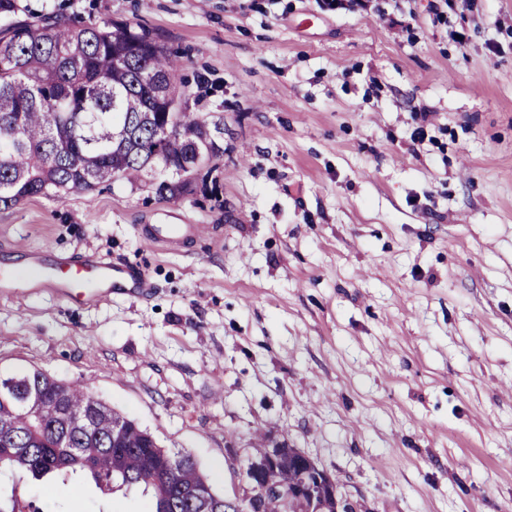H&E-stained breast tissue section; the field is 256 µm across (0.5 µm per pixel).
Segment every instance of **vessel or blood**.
Wrapping results in <instances>:
<instances>
[{
    "label": "vessel or blood",
    "instance_id": "obj_1",
    "mask_svg": "<svg viewBox=\"0 0 512 512\" xmlns=\"http://www.w3.org/2000/svg\"><path fill=\"white\" fill-rule=\"evenodd\" d=\"M28 264L38 271L43 283L53 288L65 302L79 300L96 303L111 298L117 285H124L127 294L140 296L148 283L136 267L118 266L90 255H77L47 261L38 251L27 253Z\"/></svg>",
    "mask_w": 512,
    "mask_h": 512
}]
</instances>
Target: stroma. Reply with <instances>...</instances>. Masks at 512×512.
Returning a JSON list of instances; mask_svg holds the SVG:
<instances>
[{
    "mask_svg": "<svg viewBox=\"0 0 512 512\" xmlns=\"http://www.w3.org/2000/svg\"><path fill=\"white\" fill-rule=\"evenodd\" d=\"M131 21L224 118L219 200L116 181L0 208V265L97 253L152 288L0 298V371L88 385L220 495L296 448L362 512H512V0H20ZM201 236L145 247L153 226ZM0 474V507L152 493Z\"/></svg>",
    "mask_w": 512,
    "mask_h": 512,
    "instance_id": "35a3bbf8",
    "label": "stroma"
}]
</instances>
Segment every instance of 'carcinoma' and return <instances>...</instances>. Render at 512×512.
Listing matches in <instances>:
<instances>
[{"instance_id":"1","label":"carcinoma","mask_w":512,"mask_h":512,"mask_svg":"<svg viewBox=\"0 0 512 512\" xmlns=\"http://www.w3.org/2000/svg\"><path fill=\"white\" fill-rule=\"evenodd\" d=\"M0 0V207L37 195L60 200L122 179L150 180L177 198L194 190L183 161L224 155V118L191 110L182 57L124 21L76 26L58 15L38 24ZM175 130L159 135L163 116ZM0 443L19 449L7 471L41 480L90 473L96 485L140 486L153 512H240L225 504L188 452L158 445L92 390L32 369L0 386ZM304 463L284 457L272 474L266 512H302L288 493Z\"/></svg>"}]
</instances>
